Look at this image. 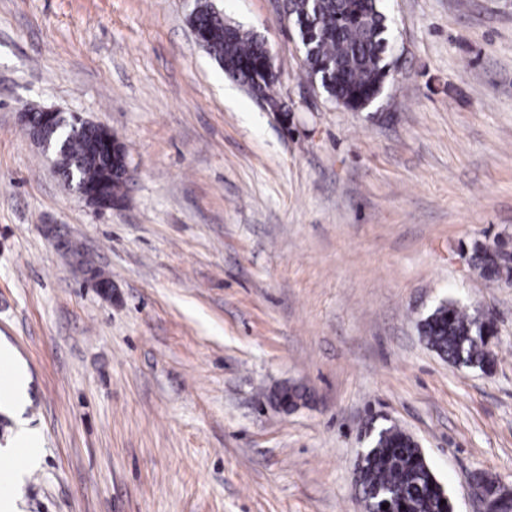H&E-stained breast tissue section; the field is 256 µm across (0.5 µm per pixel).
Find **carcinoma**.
<instances>
[{
	"label": "carcinoma",
	"mask_w": 512,
	"mask_h": 512,
	"mask_svg": "<svg viewBox=\"0 0 512 512\" xmlns=\"http://www.w3.org/2000/svg\"><path fill=\"white\" fill-rule=\"evenodd\" d=\"M305 49L308 75L319 78L328 96L356 110L373 101L389 74L385 53L391 29L379 0H286ZM193 22L204 32L200 42L224 73L251 92L274 85L277 75L266 44L224 20L214 6L199 4ZM65 157L55 159L58 173L71 185L95 181L105 160L97 150L98 130L68 125L55 133ZM119 154L112 158V197L121 198L129 179L128 152L117 137ZM478 245L472 262L492 282L512 276V264H498ZM421 336L440 357L455 365L490 369L495 352L488 337L492 320L484 312L469 313L456 302H442L419 324ZM365 457L358 465L357 490L368 512H452L447 492L413 439L394 425L372 426L366 433Z\"/></svg>",
	"instance_id": "1"
}]
</instances>
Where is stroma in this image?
<instances>
[{
  "mask_svg": "<svg viewBox=\"0 0 512 512\" xmlns=\"http://www.w3.org/2000/svg\"><path fill=\"white\" fill-rule=\"evenodd\" d=\"M213 2L265 40L287 122L199 46L196 0H0V345L30 379L23 412L0 400L14 512H365L371 423L477 512L470 473L512 488V283L471 264L512 250V0H382L390 73L357 111L308 76L284 0ZM39 107L125 143L118 205L65 184L19 120ZM448 299L493 314L491 372L420 336ZM284 384L308 400L275 408ZM489 248H494L493 254L507 252L501 249L499 243H496L495 246L478 245L474 248L472 254L474 267L479 269L480 275L488 281L498 282L503 277L510 278L512 273V262L511 265H509V263L498 264L491 261V255L488 253L490 250Z\"/></svg>",
  "mask_w": 512,
  "mask_h": 512,
  "instance_id": "obj_1",
  "label": "stroma"
}]
</instances>
